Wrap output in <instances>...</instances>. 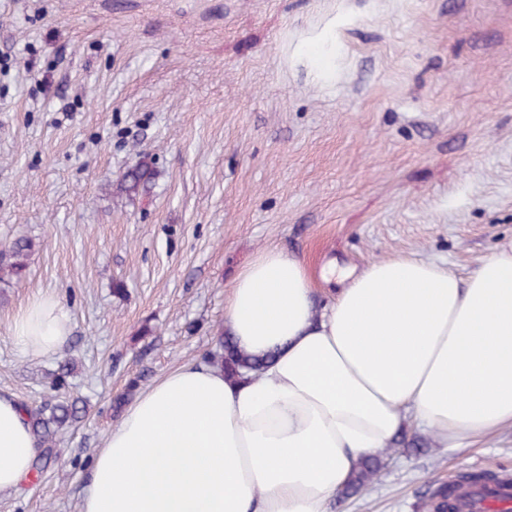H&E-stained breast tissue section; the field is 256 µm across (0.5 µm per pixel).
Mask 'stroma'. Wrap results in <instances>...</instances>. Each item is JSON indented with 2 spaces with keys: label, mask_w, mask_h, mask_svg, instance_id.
<instances>
[{
  "label": "stroma",
  "mask_w": 512,
  "mask_h": 512,
  "mask_svg": "<svg viewBox=\"0 0 512 512\" xmlns=\"http://www.w3.org/2000/svg\"><path fill=\"white\" fill-rule=\"evenodd\" d=\"M137 165L149 181L119 191ZM21 235L38 247L0 305V394L41 404L70 358L89 407L0 512H78L112 398L201 360L264 248L325 301L331 267L465 275L512 247V0H0V244ZM42 295L69 339L25 358L10 325ZM423 438L330 512H422L434 483L512 476L511 429Z\"/></svg>",
  "instance_id": "obj_1"
}]
</instances>
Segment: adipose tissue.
<instances>
[{
  "label": "adipose tissue",
  "instance_id": "ef3b65f1",
  "mask_svg": "<svg viewBox=\"0 0 512 512\" xmlns=\"http://www.w3.org/2000/svg\"><path fill=\"white\" fill-rule=\"evenodd\" d=\"M338 279L315 312L304 263L259 252L224 325L244 352L270 355L266 369L233 382L186 364L143 390L96 453L80 512H328L406 420L447 448L512 429V249L465 276L397 255ZM69 332L65 308L41 296L11 340L23 357H49ZM37 455L25 412L0 395V492Z\"/></svg>",
  "mask_w": 512,
  "mask_h": 512
}]
</instances>
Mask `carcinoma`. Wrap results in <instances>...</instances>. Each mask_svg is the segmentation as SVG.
<instances>
[{"mask_svg":"<svg viewBox=\"0 0 512 512\" xmlns=\"http://www.w3.org/2000/svg\"><path fill=\"white\" fill-rule=\"evenodd\" d=\"M147 181V169L136 166L124 175L122 187L131 193ZM36 247L35 239L30 237L17 238L0 246V300L7 299L6 289L21 284ZM203 362L223 369L224 374L232 379H238L261 372L265 360L246 354L231 339L221 338L215 348L203 357ZM86 413V403L71 396H60L53 404L29 409L28 424L40 444V453L33 464L35 474L42 473V461L55 455L57 435L79 422ZM380 468L381 460L376 456L362 460L342 495L360 494L374 481ZM451 497L452 492L448 491V487L440 485L427 492L428 507L431 512H457V507L450 503Z\"/></svg>","mask_w":512,"mask_h":512,"instance_id":"carcinoma-1","label":"carcinoma"}]
</instances>
